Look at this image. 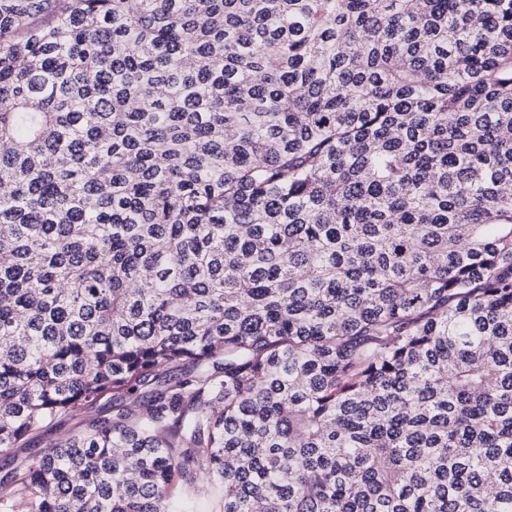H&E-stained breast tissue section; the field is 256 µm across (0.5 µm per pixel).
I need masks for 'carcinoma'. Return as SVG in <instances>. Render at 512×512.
<instances>
[{
  "mask_svg": "<svg viewBox=\"0 0 512 512\" xmlns=\"http://www.w3.org/2000/svg\"><path fill=\"white\" fill-rule=\"evenodd\" d=\"M0 143V512H512V0H0ZM77 420V418L73 420L67 419L62 424L57 425L49 431L45 432L37 441L30 445V448H33L32 450L22 452L18 448H14L13 452L19 456H26L30 453H32L31 455L38 453L44 448H47L49 444H53L55 442L61 441L62 439H66Z\"/></svg>",
  "mask_w": 512,
  "mask_h": 512,
  "instance_id": "obj_1",
  "label": "carcinoma"
}]
</instances>
